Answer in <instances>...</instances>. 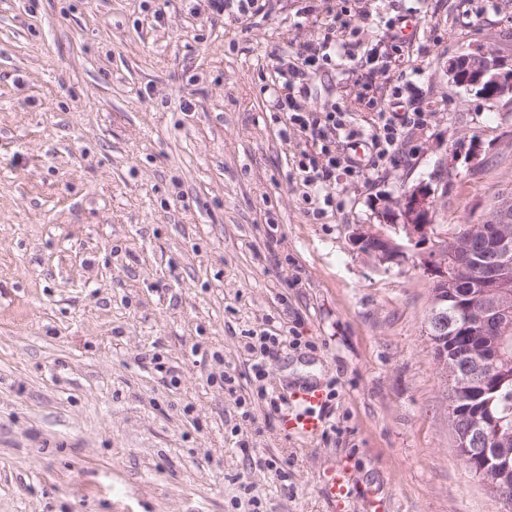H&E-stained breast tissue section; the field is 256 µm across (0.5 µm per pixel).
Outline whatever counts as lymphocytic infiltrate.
Returning <instances> with one entry per match:
<instances>
[{
  "label": "lymphocytic infiltrate",
  "mask_w": 512,
  "mask_h": 512,
  "mask_svg": "<svg viewBox=\"0 0 512 512\" xmlns=\"http://www.w3.org/2000/svg\"><path fill=\"white\" fill-rule=\"evenodd\" d=\"M331 48L332 44L327 40L304 45L285 66L276 67L278 80L273 88L274 108L284 112L288 124L318 146L316 154L303 155L298 162L303 174L304 199L312 205V213L317 217L323 214L317 203L336 173L360 177L368 170L378 169L394 160L403 152V128L408 125L419 126L425 121V115L421 112L402 117L387 109H379L375 131L370 136L374 156L365 163L356 159L352 151L357 146V133L348 129L342 113L304 112L298 101L299 96L307 91L305 80L308 73L331 61Z\"/></svg>",
  "instance_id": "obj_1"
}]
</instances>
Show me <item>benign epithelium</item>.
<instances>
[{"mask_svg": "<svg viewBox=\"0 0 512 512\" xmlns=\"http://www.w3.org/2000/svg\"><path fill=\"white\" fill-rule=\"evenodd\" d=\"M448 79L477 95L498 100L512 98V58L507 59L491 46L475 45L470 52L448 59ZM437 201L422 186L405 191L398 199L387 201L382 218L390 220L394 233L375 228L373 224H356L350 228L349 241L360 253L379 265H398L405 258L402 238L426 239L433 228L432 214ZM486 217L498 224L512 223V194L503 191L486 203ZM512 253V242L506 236L484 242L479 255L466 249L454 259L456 273L481 291L483 304L470 309L465 328L471 334L483 332L495 335L512 317V276L507 258ZM433 287L425 326L433 334L436 363L448 376L449 410H458L470 420L467 432H455L456 447L461 457L481 465V470L506 477L512 473V450L490 448L482 444L486 428L496 427L502 432L500 421L482 414L477 402L489 392L496 357L485 355L479 360L458 367L452 363L454 345L450 339L452 323L448 322V303L459 301L455 293L456 281L448 274L445 250L438 249L424 266Z\"/></svg>", "mask_w": 512, "mask_h": 512, "instance_id": "obj_1", "label": "benign epithelium"}]
</instances>
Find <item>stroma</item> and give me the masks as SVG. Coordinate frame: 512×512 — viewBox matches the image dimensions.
I'll list each match as a JSON object with an SVG mask.
<instances>
[{
    "instance_id": "stroma-1",
    "label": "stroma",
    "mask_w": 512,
    "mask_h": 512,
    "mask_svg": "<svg viewBox=\"0 0 512 512\" xmlns=\"http://www.w3.org/2000/svg\"><path fill=\"white\" fill-rule=\"evenodd\" d=\"M257 5L0 0V512H505L457 453L423 332L434 238L384 268L348 236L420 183L448 229L512 184V100L446 73L476 43L512 58V0ZM333 10L359 28L328 30ZM326 35L375 58L311 73L303 111L426 121L405 160L337 175L318 220L316 148L271 92ZM263 331L283 343L258 380ZM307 388L310 436L289 425ZM207 6L212 13H232L237 18H243L252 12L256 1L254 0H206ZM295 399L309 408V412L301 416L295 423L297 429L304 433H316L321 427V421L314 413L315 407L321 406L322 395L317 391H306L295 396Z\"/></svg>"
}]
</instances>
